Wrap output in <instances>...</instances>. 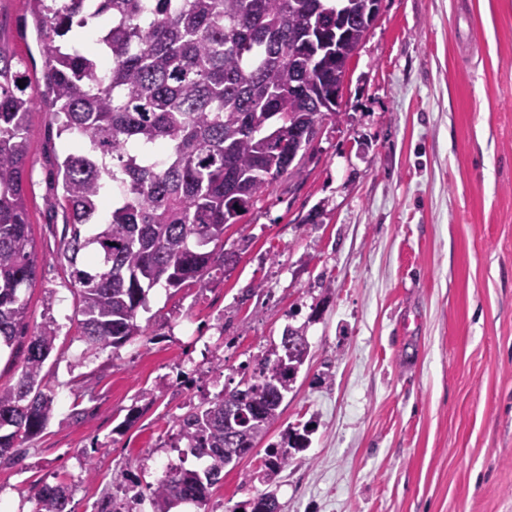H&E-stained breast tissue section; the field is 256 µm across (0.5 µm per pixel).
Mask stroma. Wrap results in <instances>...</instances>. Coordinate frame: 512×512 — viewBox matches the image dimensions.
I'll list each match as a JSON object with an SVG mask.
<instances>
[{
  "label": "stroma",
  "mask_w": 512,
  "mask_h": 512,
  "mask_svg": "<svg viewBox=\"0 0 512 512\" xmlns=\"http://www.w3.org/2000/svg\"><path fill=\"white\" fill-rule=\"evenodd\" d=\"M0 44L35 76L28 321L59 328L54 415L0 468L8 512H34L38 483H67L71 512H96L115 472L153 481L188 403L236 386L302 324L310 356L263 442L307 424L309 448L267 486L248 479L257 451L206 505L173 512H250L269 490L282 512H512V0H381L303 177L227 227L232 258L209 288L150 292L147 342L90 358L54 260L64 141L32 0H0Z\"/></svg>",
  "instance_id": "stroma-1"
}]
</instances>
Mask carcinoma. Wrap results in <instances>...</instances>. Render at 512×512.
Wrapping results in <instances>:
<instances>
[{"instance_id":"1","label":"carcinoma","mask_w":512,"mask_h":512,"mask_svg":"<svg viewBox=\"0 0 512 512\" xmlns=\"http://www.w3.org/2000/svg\"><path fill=\"white\" fill-rule=\"evenodd\" d=\"M44 79L59 136L58 205L67 217L57 262L75 291L85 353L147 335L137 322L150 290L209 287L224 269V230L269 194L303 176L322 113L379 14L380 0H35ZM25 83L19 87L18 81ZM36 98L23 60L0 44V349L29 335L16 381L0 386V467L55 410L45 363L58 327L29 329L22 290L36 259L25 203L27 118ZM310 354L304 326L257 359L242 386L222 389L175 422L178 441L204 460L175 468L151 492L152 512L205 503L255 450ZM310 431L287 429L267 451L278 475ZM35 512H68L71 488L34 487ZM251 512H280L263 493Z\"/></svg>"}]
</instances>
